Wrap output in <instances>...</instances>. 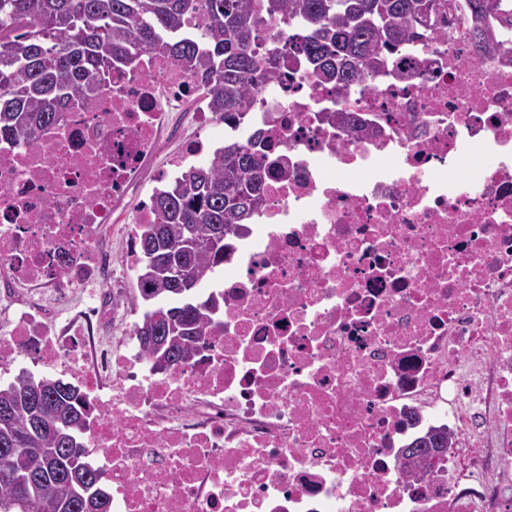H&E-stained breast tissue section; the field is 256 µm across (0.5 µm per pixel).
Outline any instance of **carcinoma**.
Listing matches in <instances>:
<instances>
[{
  "mask_svg": "<svg viewBox=\"0 0 512 512\" xmlns=\"http://www.w3.org/2000/svg\"><path fill=\"white\" fill-rule=\"evenodd\" d=\"M501 0H463L472 41L497 42L489 18ZM202 19L191 32L186 23ZM448 0H0V142L38 144L59 112L94 96L112 70L161 52L196 78L211 111L241 123L250 98L301 65L347 94L389 74V57L409 43L448 35ZM267 129L250 147L236 140L155 190L153 224H140L137 294L145 310L137 336L154 365L188 361L223 300L198 295L224 264L228 236L262 204ZM42 384L33 400L31 382ZM0 512H89L85 488L100 486L85 460L88 413L78 389L23 373L0 385ZM453 440L430 429L408 444L406 473L420 479Z\"/></svg>",
  "mask_w": 512,
  "mask_h": 512,
  "instance_id": "1",
  "label": "carcinoma"
}]
</instances>
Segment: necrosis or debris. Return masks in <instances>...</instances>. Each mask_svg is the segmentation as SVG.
<instances>
[{
	"label": "necrosis or debris",
	"mask_w": 512,
	"mask_h": 512,
	"mask_svg": "<svg viewBox=\"0 0 512 512\" xmlns=\"http://www.w3.org/2000/svg\"><path fill=\"white\" fill-rule=\"evenodd\" d=\"M470 25L394 57L406 81L343 99L292 71L251 100L264 203L205 286L222 326L175 371L152 369L136 325L95 336L125 316L99 242L153 222L125 202L187 99L195 126L243 144L246 127L150 53L38 146H0V274L82 297L52 336L9 304L0 369L29 354L73 380L112 512H512V26L485 60ZM333 105L348 127L320 122ZM431 427L458 445L419 483L400 451Z\"/></svg>",
	"instance_id": "4bbe7bcc"
}]
</instances>
